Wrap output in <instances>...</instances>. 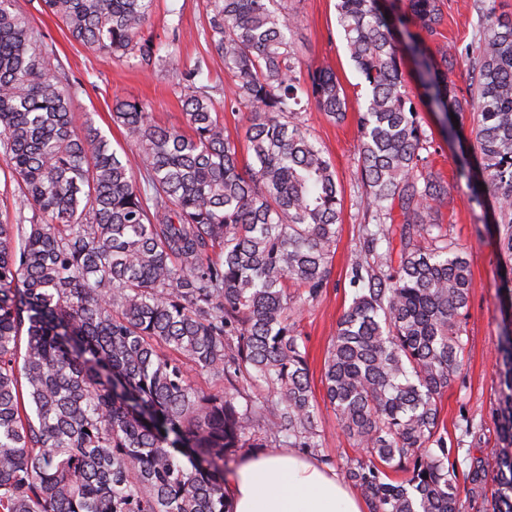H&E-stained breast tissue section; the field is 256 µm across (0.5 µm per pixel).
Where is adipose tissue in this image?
I'll return each mask as SVG.
<instances>
[{
	"mask_svg": "<svg viewBox=\"0 0 512 512\" xmlns=\"http://www.w3.org/2000/svg\"><path fill=\"white\" fill-rule=\"evenodd\" d=\"M226 487L233 512H364L335 472L291 453L249 456Z\"/></svg>",
	"mask_w": 512,
	"mask_h": 512,
	"instance_id": "obj_1",
	"label": "adipose tissue"
}]
</instances>
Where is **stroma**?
<instances>
[{
    "label": "stroma",
    "mask_w": 512,
    "mask_h": 512,
    "mask_svg": "<svg viewBox=\"0 0 512 512\" xmlns=\"http://www.w3.org/2000/svg\"><path fill=\"white\" fill-rule=\"evenodd\" d=\"M336 3L337 0H284L288 11L299 17L293 33L301 62L297 77L304 79L318 67H331L347 99L344 121H333L313 104L302 114L304 127L335 165L342 197L329 283L316 304L299 317L311 389L315 399L321 402L325 354L337 320L352 302L347 266L359 246L365 214V189L358 167L361 144L358 116L364 101V79L347 53ZM18 5L31 24L52 43L76 87L75 125L92 120L113 148L130 154L137 150L126 130L112 123V103L118 96L146 103L153 121L160 126L186 129L181 98L187 86L185 74L195 68L200 71L197 86L204 88L216 108L221 109L230 136L243 139L248 113L224 108L225 99L234 93L235 79L223 60L210 51L205 0H154L147 32L158 42L178 39L180 64L174 68L161 64L148 70L136 58H110L70 41L62 23L43 12L38 0H18ZM438 5L442 20L436 35L427 40L430 48L464 46L479 40L487 21L479 13L478 0H438ZM421 117L432 142L429 156L432 170L448 186L449 201L438 207L436 220L451 240L463 246L472 274L468 312L461 323L465 367L442 399L440 418L449 441H461L464 452L483 457L498 446L489 412L499 391L496 366V349L502 333L497 292L499 259L490 215L469 204L466 185L454 178L457 150L445 141L438 115L425 111ZM318 431L321 447L299 449V456L337 471L347 458L357 456L356 447L337 428L332 409L323 402Z\"/></svg>",
    "instance_id": "35a3bbf8"
}]
</instances>
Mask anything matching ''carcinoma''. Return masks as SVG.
<instances>
[{"mask_svg": "<svg viewBox=\"0 0 512 512\" xmlns=\"http://www.w3.org/2000/svg\"><path fill=\"white\" fill-rule=\"evenodd\" d=\"M281 2L206 0L211 52L237 81L224 106L250 114L243 165L198 90L184 99L189 134L152 123L140 100H114L135 159L91 123L76 131L75 88L54 49L15 0H0V148L18 187L17 218L0 216V512H232L224 460L257 416L271 415L290 448L322 447L296 315L329 282L341 199L300 112L308 98L340 120L346 101L328 66L304 87L293 78L297 17ZM479 2L494 19L496 0ZM41 6L89 49L146 68L180 61L177 44L144 35L153 0ZM336 10L367 86L359 171L373 222L348 266L352 303L322 376L324 402L361 452L344 474L370 512H462L461 494H485L491 472L488 512H512V21L434 53L436 0L402 12L337 0ZM405 51L499 248L501 447L484 458H459L440 433L442 398L464 366L471 277L463 248L434 223L448 188L422 155L430 141L403 91ZM463 55L467 97L448 83L449 60ZM466 113L470 140L451 119ZM189 367L247 378L260 397L199 391Z\"/></svg>", "mask_w": 512, "mask_h": 512, "instance_id": "1", "label": "carcinoma"}]
</instances>
